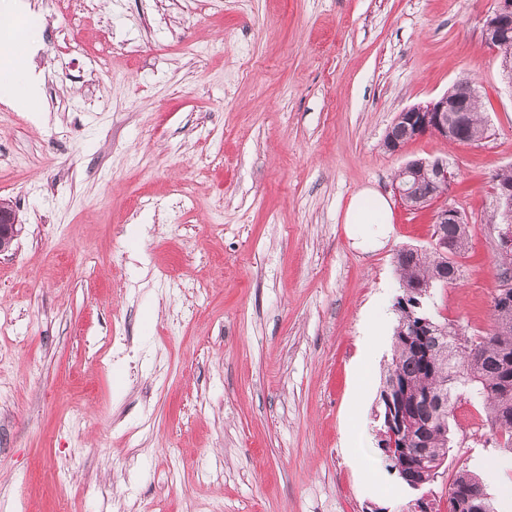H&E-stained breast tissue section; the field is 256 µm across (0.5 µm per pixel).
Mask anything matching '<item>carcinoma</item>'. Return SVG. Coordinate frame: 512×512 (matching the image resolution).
Instances as JSON below:
<instances>
[{"mask_svg":"<svg viewBox=\"0 0 512 512\" xmlns=\"http://www.w3.org/2000/svg\"><path fill=\"white\" fill-rule=\"evenodd\" d=\"M453 96L469 101L459 143L472 144L486 138L482 102L468 80L453 85ZM433 232L448 240L452 259L426 251L409 250L396 261L402 294L395 311L394 354L384 374V384H393L413 427L407 448L430 449L432 459H442L451 448L457 421L454 411L460 403H479L488 409L491 426L512 447V382L503 375L502 354L512 355V305L492 308V324L483 334L441 336L419 327L429 317L431 290L457 284L454 268L469 248L466 224H435ZM448 395L440 407L437 399ZM450 489L454 490L460 512H495L484 480L466 468L459 469Z\"/></svg>","mask_w":512,"mask_h":512,"instance_id":"1","label":"carcinoma"}]
</instances>
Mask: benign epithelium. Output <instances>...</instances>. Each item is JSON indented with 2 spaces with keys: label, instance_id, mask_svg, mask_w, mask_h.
I'll return each mask as SVG.
<instances>
[{
  "label": "benign epithelium",
  "instance_id": "7a95c632",
  "mask_svg": "<svg viewBox=\"0 0 512 512\" xmlns=\"http://www.w3.org/2000/svg\"><path fill=\"white\" fill-rule=\"evenodd\" d=\"M482 36L484 42L492 47L512 37V0H495L494 7L486 15ZM470 107L459 103L448 94L420 106H413L399 113L389 127L383 142L386 151L398 153L403 147L400 132L406 128L414 137L434 134L448 141L457 138L458 127L463 121L464 113ZM434 175L435 183L432 197H441L448 193L452 180L448 160L437 158L432 161L415 159L407 162L400 170V176L394 183L396 196L403 200L412 193V181L420 179L425 172ZM495 211L500 214V222L491 225L497 232L499 249L512 248V187H504L495 192ZM465 216L453 204L447 203L435 214L434 223L459 224ZM22 224L13 207L0 202V255L10 251L20 234ZM383 405L382 429L377 431L382 440V448L391 455L398 447L400 438L410 432V426L403 418L400 404L394 401L391 390L387 389L381 399Z\"/></svg>",
  "mask_w": 512,
  "mask_h": 512
}]
</instances>
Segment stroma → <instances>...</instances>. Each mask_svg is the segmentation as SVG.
Listing matches in <instances>:
<instances>
[{"mask_svg": "<svg viewBox=\"0 0 512 512\" xmlns=\"http://www.w3.org/2000/svg\"><path fill=\"white\" fill-rule=\"evenodd\" d=\"M493 4L88 0L68 27L17 0L41 20V99L18 109L0 83V199L22 222L0 255V512H418L423 493L448 512L463 465L512 512V449L469 405L423 492L376 440L394 257L429 248L443 202L470 249L433 312L491 324V177L512 166ZM463 79L485 140L384 149L401 111ZM435 158L448 199L404 207L397 171ZM367 188L392 208L370 239L344 221Z\"/></svg>", "mask_w": 512, "mask_h": 512, "instance_id": "stroma-1", "label": "stroma"}]
</instances>
